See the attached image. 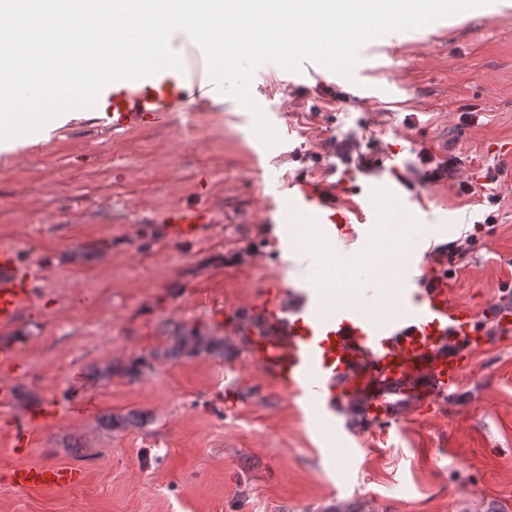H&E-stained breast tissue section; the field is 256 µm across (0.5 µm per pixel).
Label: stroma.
Listing matches in <instances>:
<instances>
[{
  "label": "stroma",
  "mask_w": 512,
  "mask_h": 512,
  "mask_svg": "<svg viewBox=\"0 0 512 512\" xmlns=\"http://www.w3.org/2000/svg\"><path fill=\"white\" fill-rule=\"evenodd\" d=\"M367 82L397 89L389 101L346 100L343 76L316 84L275 68L254 74L251 94L266 119L295 112L293 147L265 146L234 98L182 120L113 133L79 113L48 142L0 158V242L35 276L37 299L7 332L19 355L0 366L14 388L0 403V461L80 468L75 487L18 494L0 484V512H512V334H498L488 308L512 304V5L429 32L374 40L357 66ZM357 136L370 156L433 199L421 224L437 225L425 247L468 235L464 261L444 263L451 300L482 312L488 346L459 386L429 403L397 405L382 422L353 427L350 445L320 428L298 400L271 387L246 352L172 360L166 328L195 325L232 337L202 307L253 309L281 272L266 223L262 172L285 181L339 163L333 140ZM451 146L462 177L498 172V205L474 202L449 182L427 183L413 146ZM194 203L216 221L184 242L163 238L158 218ZM494 225H486L487 215ZM111 345H102V333ZM156 353L135 381L96 379L93 365ZM138 409L140 428L100 420Z\"/></svg>",
  "instance_id": "1"
}]
</instances>
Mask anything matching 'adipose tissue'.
I'll use <instances>...</instances> for the list:
<instances>
[{"mask_svg": "<svg viewBox=\"0 0 512 512\" xmlns=\"http://www.w3.org/2000/svg\"><path fill=\"white\" fill-rule=\"evenodd\" d=\"M436 226H420L417 224H379L372 230L366 251L358 255V262H365L367 255H374L385 277H392L397 265L405 258L406 248L414 239L436 236ZM290 234L299 245L307 250L318 252L321 256V266L316 272L318 279L328 287L336 285L337 257L335 251L321 245L320 232L316 228L300 224L291 229Z\"/></svg>", "mask_w": 512, "mask_h": 512, "instance_id": "1", "label": "adipose tissue"}]
</instances>
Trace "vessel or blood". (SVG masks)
I'll list each match as a JSON object with an SVG mask.
<instances>
[{"mask_svg":"<svg viewBox=\"0 0 512 512\" xmlns=\"http://www.w3.org/2000/svg\"><path fill=\"white\" fill-rule=\"evenodd\" d=\"M187 55L182 70L105 86L97 102L105 123L124 131L159 124L177 112L190 118L203 111L209 102L208 67L195 46H188ZM335 176V167L329 166L286 184L271 180L268 223L312 224L332 233L340 224L366 229L382 223L375 205L380 196L394 200L406 216L429 206L425 193L402 192L396 179L343 185ZM340 192L346 195L341 206L336 203ZM209 221L207 209L182 207L162 217V231L183 240ZM273 247L285 262L311 263L289 236L274 238ZM37 293L16 250L1 244L0 328L14 325ZM232 329L244 336L250 360L269 384L336 427L348 401L386 416L393 396L428 398L457 384L468 351L487 343L474 310L449 300L446 277L433 273L428 252L419 248L399 265L383 317H375L371 305H348L327 295L308 278L291 288L267 289L252 319L234 320ZM0 479L13 491L27 493L70 488L84 476L67 465L14 462L0 470Z\"/></svg>","mask_w":512,"mask_h":512,"instance_id":"vessel-or-blood-1","label":"vessel or blood"}]
</instances>
